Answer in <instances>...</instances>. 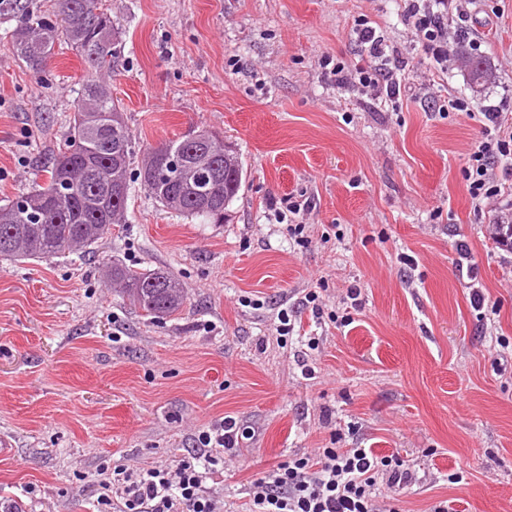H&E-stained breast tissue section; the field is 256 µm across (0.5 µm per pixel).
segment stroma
<instances>
[{
	"mask_svg": "<svg viewBox=\"0 0 512 512\" xmlns=\"http://www.w3.org/2000/svg\"><path fill=\"white\" fill-rule=\"evenodd\" d=\"M103 4L122 31L108 81L138 147L212 130L246 177L223 223L136 187L93 253L0 261V512H94L90 475L173 463L227 415L247 438L224 465V512H248L259 472L332 446L412 461L399 512H512V250L486 237L463 176L480 122L434 109L456 93L512 107V0L454 16L475 37L435 82L395 0ZM360 15L414 68L398 107L320 66L360 61ZM16 25L0 17V205L45 182L86 75L61 42L35 77L8 49ZM467 56L489 63L477 92ZM299 195L313 203L301 245L271 210ZM115 260L169 271L183 307L142 316L106 276Z\"/></svg>",
	"mask_w": 512,
	"mask_h": 512,
	"instance_id": "35a3bbf8",
	"label": "stroma"
}]
</instances>
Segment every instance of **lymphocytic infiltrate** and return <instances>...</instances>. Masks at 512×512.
Returning <instances> with one entry per match:
<instances>
[{
  "label": "lymphocytic infiltrate",
  "mask_w": 512,
  "mask_h": 512,
  "mask_svg": "<svg viewBox=\"0 0 512 512\" xmlns=\"http://www.w3.org/2000/svg\"><path fill=\"white\" fill-rule=\"evenodd\" d=\"M399 5L412 37L431 60L433 76L447 73L448 46L465 37L463 30L448 28L458 0H399ZM352 32L369 66L339 60L329 77L370 99L395 101L411 73L408 60L367 16L355 20ZM474 103L473 97L453 95L448 109L481 122V138L464 176L474 207H493L505 195L498 172L512 169V113L494 104L478 111ZM240 440L236 419L227 415L200 432L195 453L174 464L114 468L109 478L96 483L99 512H224L216 486L224 476L225 454L236 450ZM413 479L409 463L378 457L372 449L321 448L314 456L292 458L261 472L251 483L249 512H396L392 490Z\"/></svg>",
  "instance_id": "f902f5d3"
}]
</instances>
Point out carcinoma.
Masks as SVG:
<instances>
[{
	"label": "carcinoma",
	"instance_id": "1",
	"mask_svg": "<svg viewBox=\"0 0 512 512\" xmlns=\"http://www.w3.org/2000/svg\"><path fill=\"white\" fill-rule=\"evenodd\" d=\"M2 12L19 18L9 50L34 74L45 71L46 57L62 41L84 61L91 76L78 90L77 111L46 182L0 206L1 260L27 263L92 248L112 233V225L121 223L133 178L166 209L214 224L224 222V212L198 208L192 194L178 184L147 181L154 148L147 149L141 167L131 172L136 144L125 121L112 130V115L123 113L104 80L120 53V32L102 0H54L45 10L28 5V0H0ZM166 145L184 159L195 158L197 147L190 134ZM243 176L241 164L224 170V206L237 196ZM109 275L129 303L153 319L170 316L183 304L178 281L160 268L139 272L114 262Z\"/></svg>",
	"mask_w": 512,
	"mask_h": 512
}]
</instances>
